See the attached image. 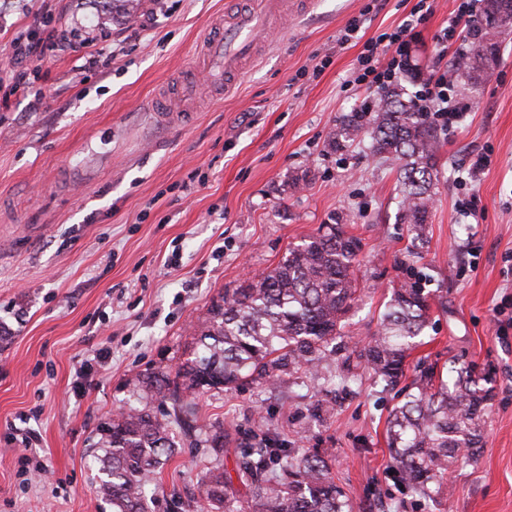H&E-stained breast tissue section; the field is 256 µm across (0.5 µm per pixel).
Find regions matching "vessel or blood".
<instances>
[{"instance_id":"1","label":"vessel or blood","mask_w":512,"mask_h":512,"mask_svg":"<svg viewBox=\"0 0 512 512\" xmlns=\"http://www.w3.org/2000/svg\"><path fill=\"white\" fill-rule=\"evenodd\" d=\"M279 6V0H254L251 12L225 17L223 31L207 41L203 49L211 86L229 90L238 83L242 61L274 30Z\"/></svg>"}]
</instances>
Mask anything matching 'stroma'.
<instances>
[{
	"label": "stroma",
	"instance_id": "obj_1",
	"mask_svg": "<svg viewBox=\"0 0 512 512\" xmlns=\"http://www.w3.org/2000/svg\"><path fill=\"white\" fill-rule=\"evenodd\" d=\"M368 0H285L280 31L246 61L228 93H197L162 112L159 98L201 81L207 31L226 0H141L128 38L119 0H19L0 18V70L11 42L43 14L76 41L103 47L40 62L33 89L0 87V512H112L97 493L100 425L120 408L159 411L139 398L148 372L175 369L194 346L212 301L275 267L289 248L336 224L361 243L356 300L345 332L364 346L407 267L442 307L412 351L492 377L484 449L448 471V493L418 496L390 470L387 428L396 390L375 385L364 362L324 363L309 374L212 390L196 400L197 429L175 433L157 477L165 495L195 491L206 466L235 474L241 444L268 435L324 457L353 512H512V30L500 35L492 75L470 84L453 70L468 35L443 59L470 105L457 132L438 133L425 241L402 216L398 164L369 141L343 151L331 140L342 118L377 100L349 81L368 39L392 31L418 0H384L346 44L338 39ZM416 27L420 66L460 0H430ZM321 73L314 66L322 58ZM493 149L476 212L460 215L464 168ZM81 394L76 371L101 348ZM35 431L29 455L42 482L21 489L7 435ZM224 433V454L210 437Z\"/></svg>",
	"mask_w": 512,
	"mask_h": 512
}]
</instances>
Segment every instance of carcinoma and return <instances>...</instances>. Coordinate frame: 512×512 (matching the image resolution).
Here are the masks:
<instances>
[{
  "mask_svg": "<svg viewBox=\"0 0 512 512\" xmlns=\"http://www.w3.org/2000/svg\"><path fill=\"white\" fill-rule=\"evenodd\" d=\"M480 41L455 60L460 75L488 73L497 59L498 36L512 28V0H486ZM369 135L375 153L402 162L400 185L404 218L422 241L426 233L437 135L424 112L387 89L372 112H352L333 133L341 148ZM359 240L336 226L288 250L279 264L211 305L196 330L191 356L175 371L159 369L140 381V397L171 402L163 417L130 407L102 428V453L93 457L99 493L112 512H157L154 476L173 452V425L191 426L196 405L180 389L205 393L247 381L276 382L281 374L305 369L317 376L324 362L349 351L344 329L356 299ZM422 277L410 272L393 289L378 329L359 351L372 380L398 384L405 361L430 325L428 294ZM474 368L452 367L435 378L433 366H419L404 402L390 422L391 472L409 489L444 492L445 477L459 458L475 459L483 449L481 421L490 389L473 377ZM240 482L250 492L249 512H350L326 462L269 437L240 452ZM232 481L214 466L193 496L198 512H223Z\"/></svg>",
  "mask_w": 512,
  "mask_h": 512,
  "instance_id": "1",
  "label": "carcinoma"
}]
</instances>
